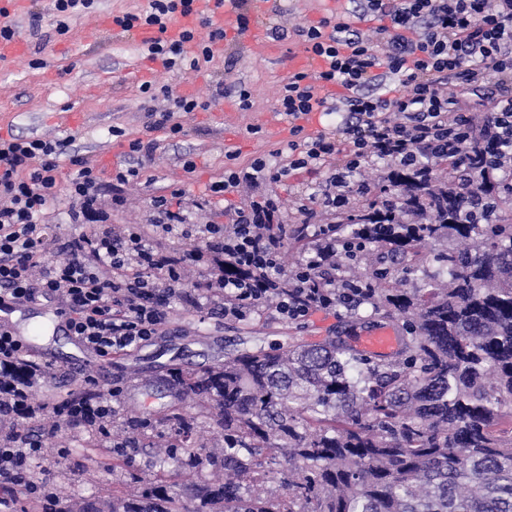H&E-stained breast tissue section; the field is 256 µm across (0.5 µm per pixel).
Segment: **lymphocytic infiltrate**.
Returning <instances> with one entry per match:
<instances>
[{
	"instance_id": "1",
	"label": "lymphocytic infiltrate",
	"mask_w": 512,
	"mask_h": 512,
	"mask_svg": "<svg viewBox=\"0 0 512 512\" xmlns=\"http://www.w3.org/2000/svg\"><path fill=\"white\" fill-rule=\"evenodd\" d=\"M343 16L295 28L321 65L293 73L282 86L278 106L288 118V162L258 157L224 171L210 192L222 196L262 181L281 182L294 171L329 167L330 172L296 229L282 218L279 197L230 210L227 224L200 225L202 242L175 250L166 238L189 223L190 210L173 207L183 190L152 199L153 232L140 224H116L113 207L123 206L124 189L137 180L156 140H129L127 166L112 173L110 204L87 158L72 153L71 138L0 137V309L15 302H54L72 336L99 356L109 357L157 336L170 321V302L179 298L194 310L244 319L273 306L282 319L300 322L318 310L358 309L368 289L349 283L336 262V227L319 222L351 209L371 193L362 181L365 164L389 162L419 172L451 162L464 167L463 149L474 119L456 109V81L490 83L494 90L483 124L491 134L495 171L512 176V0H349ZM193 0H148L137 15L116 18L124 30L155 29L142 46L165 71L198 69L211 46L228 39L226 28L200 19L195 28L171 38L177 15L191 12ZM379 21L385 49L358 28ZM338 86L339 98H323L319 87ZM313 112L336 113L334 132L299 142L302 119ZM75 171L58 176L61 159ZM73 205L68 222L76 234H52L43 218L60 198ZM310 246L291 270H283L282 249L289 232ZM196 267L187 282L184 271ZM22 343L0 327V413L30 408L32 391L15 384L13 370L27 363ZM57 415L78 420L82 430L107 434L112 406L99 396H66ZM44 450L38 438L16 430L0 434V482L21 485L38 502L48 501L45 485L30 481L33 460Z\"/></svg>"
}]
</instances>
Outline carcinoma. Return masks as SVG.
Returning a JSON list of instances; mask_svg holds the SVG:
<instances>
[{
    "instance_id": "carcinoma-1",
    "label": "carcinoma",
    "mask_w": 512,
    "mask_h": 512,
    "mask_svg": "<svg viewBox=\"0 0 512 512\" xmlns=\"http://www.w3.org/2000/svg\"><path fill=\"white\" fill-rule=\"evenodd\" d=\"M466 152L460 185L397 170L336 222L338 241L355 226L376 246L368 304L402 330L400 351L330 339L174 369L165 467L113 490L112 512H512V186L481 139ZM431 264L441 287H400ZM195 398L219 453L193 442L181 405ZM280 456L277 492L261 459ZM206 469L216 478L182 480Z\"/></svg>"
}]
</instances>
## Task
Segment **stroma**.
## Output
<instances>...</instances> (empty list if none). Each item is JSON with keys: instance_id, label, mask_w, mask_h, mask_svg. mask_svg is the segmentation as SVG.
Returning <instances> with one entry per match:
<instances>
[{"instance_id": "1", "label": "stroma", "mask_w": 512, "mask_h": 512, "mask_svg": "<svg viewBox=\"0 0 512 512\" xmlns=\"http://www.w3.org/2000/svg\"><path fill=\"white\" fill-rule=\"evenodd\" d=\"M146 5L147 0H95L92 8L66 18L68 31L62 35L57 31L50 0H27L25 15L15 19L26 54L20 60L0 63V134L72 137V151L96 163L101 178L109 179L123 162L120 153L113 150L111 129L122 128L129 139L147 136L145 97L140 80L134 77L147 59L139 50L138 30L114 28L95 45L82 42L81 35L99 14H136ZM35 14L40 15V24H33ZM323 15L320 0H276L273 10L255 26L264 31L273 25L288 30V37L279 43L278 55H267L264 40L247 42L239 36L226 42L213 59L200 62L198 70L167 72L154 67L153 81L171 90L170 97L154 100V108L171 107L173 97L179 95L195 96L208 107L176 113L182 133L171 138L158 135L156 151L139 179L128 186L123 207L113 211V223H148L151 196L169 187H183L187 197L195 200L209 196L210 185L223 180L229 159L245 165L256 157L268 156L273 163H287L288 143L272 128L281 119L277 112L279 90L292 74L288 58L305 49L293 30L317 24ZM239 84L252 92L250 110H240L234 98L223 94L224 89ZM187 155L196 164L190 174L182 168ZM316 180V175L297 170L277 184L241 187L221 197H210V205L195 212L192 219L201 224H225L229 221L227 208L270 193L278 194L286 213L293 214L301 203L302 188ZM34 312L43 318L45 338L31 356L40 367L33 382L35 404L65 396L76 379L90 376L96 379L98 390H117L113 399L116 420L136 414L147 418L150 425L145 433L159 442L171 433L162 418L172 399L147 390L146 379L166 377L175 367L203 369L244 349L271 350L336 336L351 341L359 334L351 326L354 317L373 324L378 321L366 305L354 315L342 309L318 311L305 321L291 323L272 310L241 321L222 320L176 301L167 329L142 346L112 355L109 372L104 375L81 366L82 353L65 322L58 320L56 304L43 303L35 306ZM20 426L40 436L46 450L33 465L37 480L49 484L73 512L87 501L94 502L99 512H112L113 483H127L135 476L144 478L152 471L148 449L133 452L122 468L109 474L101 469L105 457L99 433L73 429L63 421L36 414L0 416V431Z\"/></svg>"}]
</instances>
